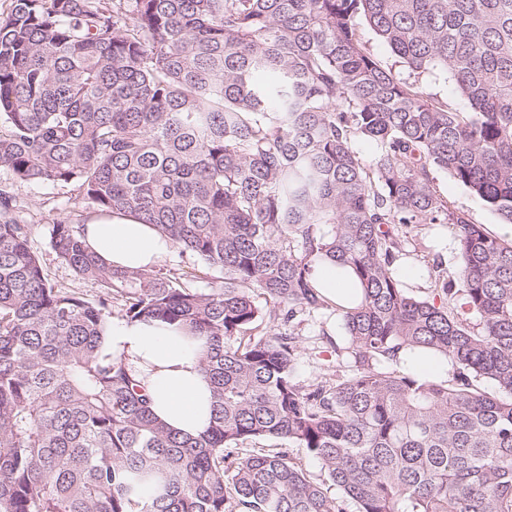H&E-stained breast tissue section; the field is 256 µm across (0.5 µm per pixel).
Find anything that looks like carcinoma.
<instances>
[{
    "mask_svg": "<svg viewBox=\"0 0 512 512\" xmlns=\"http://www.w3.org/2000/svg\"><path fill=\"white\" fill-rule=\"evenodd\" d=\"M431 70L466 108L421 92ZM0 166L73 183L201 264L117 269L59 220L49 245L98 285L87 299L50 281L0 190V512H512V239L433 186L446 173L512 224V0H12ZM433 225L459 266L433 259L420 297L395 274L402 227ZM316 252L350 265L363 297L336 307L353 372L305 387L293 323L333 308ZM206 270L224 285L194 287ZM116 304L202 339L201 435L166 428L105 351ZM415 348L452 379L394 368ZM264 439L280 446L239 454ZM363 36L365 40H368L374 54L382 60L389 68L392 67V70L395 74L400 76H406V71L401 64L396 62V58L391 54L390 50L379 40H377L374 35L367 29L363 30Z\"/></svg>",
    "mask_w": 512,
    "mask_h": 512,
    "instance_id": "cac0c4a2",
    "label": "carcinoma"
}]
</instances>
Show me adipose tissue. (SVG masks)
Returning <instances> with one entry per match:
<instances>
[{
  "label": "adipose tissue",
  "mask_w": 512,
  "mask_h": 512,
  "mask_svg": "<svg viewBox=\"0 0 512 512\" xmlns=\"http://www.w3.org/2000/svg\"><path fill=\"white\" fill-rule=\"evenodd\" d=\"M83 232L90 249L119 268H150L171 248L150 225L122 215L95 217ZM312 277L335 305H349L359 294L351 270L327 257L314 258ZM105 345L136 372L155 416L170 429L195 436L208 427L211 386L199 363L201 343L186 327L159 319L116 318Z\"/></svg>",
  "instance_id": "1"
}]
</instances>
